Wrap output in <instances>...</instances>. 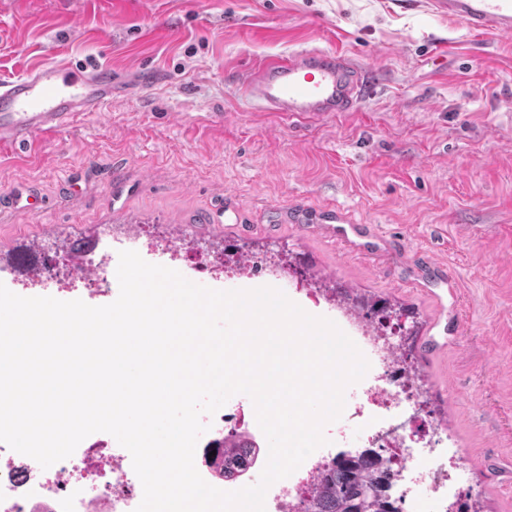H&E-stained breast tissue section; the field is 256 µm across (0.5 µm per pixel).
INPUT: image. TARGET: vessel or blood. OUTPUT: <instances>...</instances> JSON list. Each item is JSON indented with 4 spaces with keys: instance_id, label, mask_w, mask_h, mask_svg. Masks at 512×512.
I'll use <instances>...</instances> for the list:
<instances>
[{
    "instance_id": "vessel-or-blood-1",
    "label": "vessel or blood",
    "mask_w": 512,
    "mask_h": 512,
    "mask_svg": "<svg viewBox=\"0 0 512 512\" xmlns=\"http://www.w3.org/2000/svg\"><path fill=\"white\" fill-rule=\"evenodd\" d=\"M433 12L490 36L512 35V0H431ZM112 69L85 72L44 63L25 77L0 80V146L24 147L45 133L68 129L87 112L112 99ZM245 85L262 111L288 118L324 119L352 111L366 90L362 72L338 51L310 50L275 56L252 67ZM327 233L343 246L374 258L405 250L402 238L386 239L371 224H330ZM417 283L456 290L446 264L428 252L412 255Z\"/></svg>"
}]
</instances>
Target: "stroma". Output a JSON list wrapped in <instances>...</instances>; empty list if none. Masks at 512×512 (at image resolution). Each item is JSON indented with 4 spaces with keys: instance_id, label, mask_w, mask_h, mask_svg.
<instances>
[{
    "instance_id": "stroma-1",
    "label": "stroma",
    "mask_w": 512,
    "mask_h": 512,
    "mask_svg": "<svg viewBox=\"0 0 512 512\" xmlns=\"http://www.w3.org/2000/svg\"><path fill=\"white\" fill-rule=\"evenodd\" d=\"M341 50L369 79L355 111L287 119L242 97L268 56ZM108 64L103 111L0 150V264L139 224L220 254L289 256L420 324L413 362L447 419L478 512H512V35L428 0H0V79ZM405 237L368 260L335 213ZM455 270L459 305L414 284L411 252Z\"/></svg>"
}]
</instances>
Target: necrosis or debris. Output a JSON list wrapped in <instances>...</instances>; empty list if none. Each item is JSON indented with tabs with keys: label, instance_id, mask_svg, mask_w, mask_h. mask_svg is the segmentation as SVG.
<instances>
[{
	"label": "necrosis or debris",
	"instance_id": "obj_1",
	"mask_svg": "<svg viewBox=\"0 0 512 512\" xmlns=\"http://www.w3.org/2000/svg\"><path fill=\"white\" fill-rule=\"evenodd\" d=\"M155 247L169 254L178 269L195 283L220 276L229 281L260 278L284 288L297 283L296 276L282 265H265L254 259L238 258L220 269L207 266L188 255L177 239L168 237L152 244L134 224L127 226L114 249ZM112 260V254L97 260L85 258L76 278L52 260H45L42 269L22 283L21 291L30 295L63 294L76 280L86 286L90 299L109 297ZM302 294L356 343L370 363L366 375L349 393L348 422L337 425V439L344 442L356 438L362 453L385 449L391 459L389 495L396 506H409L410 512H467L461 492L468 480L466 469L460 464L447 465L429 452L442 423L424 409L421 382L414 377L399 346L397 324L369 318L353 304L315 288L303 289ZM202 421L209 429L201 436L198 448L207 453L229 437L241 441L260 432L244 406L234 401L215 415L203 416ZM332 460L329 454H311L289 477L275 482L272 495L265 501V512H304L320 472ZM142 497V484L130 453L113 447L108 433L89 435L78 452L47 469L0 443V512H135Z\"/></svg>",
	"mask_w": 512,
	"mask_h": 512
}]
</instances>
